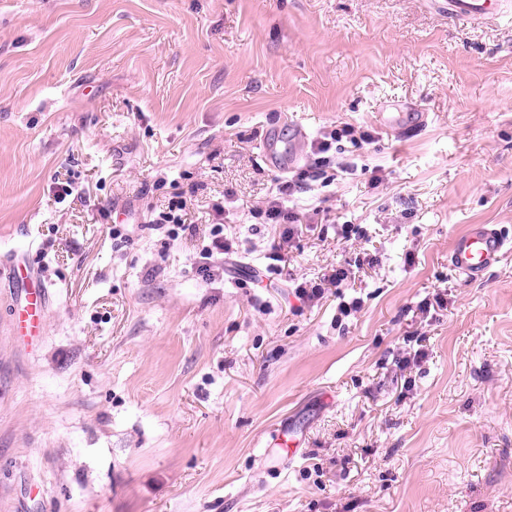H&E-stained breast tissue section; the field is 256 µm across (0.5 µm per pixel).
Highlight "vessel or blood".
Returning a JSON list of instances; mask_svg holds the SVG:
<instances>
[{"label": "vessel or blood", "mask_w": 512, "mask_h": 512, "mask_svg": "<svg viewBox=\"0 0 512 512\" xmlns=\"http://www.w3.org/2000/svg\"><path fill=\"white\" fill-rule=\"evenodd\" d=\"M448 16L458 22H469L488 16H502L512 11L507 0H448ZM507 242L498 231L486 225H473L459 236L449 260L467 279L476 281L497 265L507 253ZM27 302L17 314L18 326L38 334L43 329L47 290L38 279H30Z\"/></svg>", "instance_id": "obj_1"}]
</instances>
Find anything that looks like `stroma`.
Returning <instances> with one entry per match:
<instances>
[{
  "label": "stroma",
  "mask_w": 512,
  "mask_h": 512,
  "mask_svg": "<svg viewBox=\"0 0 512 512\" xmlns=\"http://www.w3.org/2000/svg\"><path fill=\"white\" fill-rule=\"evenodd\" d=\"M346 125L371 142L312 152ZM304 171L272 261L280 226L243 214ZM179 195L196 231L174 241L153 220ZM217 222L237 251L206 279ZM474 224L512 239V21L0 0V512H512V251L458 274ZM363 247L359 312L300 307ZM24 261L49 297L21 342ZM422 335L408 388L394 361Z\"/></svg>",
  "instance_id": "obj_1"
}]
</instances>
